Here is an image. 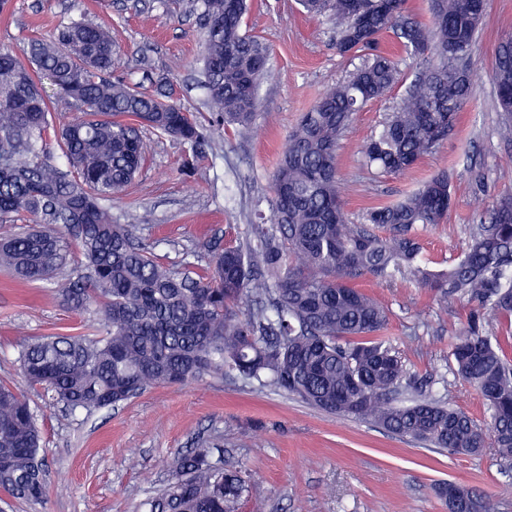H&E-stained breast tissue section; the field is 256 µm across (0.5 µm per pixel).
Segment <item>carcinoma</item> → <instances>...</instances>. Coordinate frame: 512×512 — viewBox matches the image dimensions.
Wrapping results in <instances>:
<instances>
[{
  "label": "carcinoma",
  "mask_w": 512,
  "mask_h": 512,
  "mask_svg": "<svg viewBox=\"0 0 512 512\" xmlns=\"http://www.w3.org/2000/svg\"><path fill=\"white\" fill-rule=\"evenodd\" d=\"M336 20V50L363 62L323 95L289 131L272 176L270 215L246 229L245 246L208 250L204 272L179 271L137 242L135 224L112 223V198L146 161L139 127L190 145L197 157L211 128H250L266 46L243 29L247 0H195L201 60L212 120L204 124L174 101L166 77L147 90L112 76V30L81 18L47 39H28L27 61L0 45V224L34 225L0 237V270L26 282L49 281L70 265L59 291L94 306L98 336H45L17 345L24 379L44 386L70 411L114 407L153 386L202 375L272 386L344 418L398 435L476 453L492 445L512 465V360L488 315L512 322V192L472 225L462 255L432 270L421 260V232L451 205L448 173L400 200L349 221L338 190L337 151L354 115L401 80L398 62L379 48L393 33L418 70L381 130L362 145L363 162L402 174L439 148L473 92L468 60L487 0H431L426 27L404 0H299ZM56 90L45 92L43 80ZM501 121L512 142V35L500 40L491 72ZM62 102L73 113L49 120ZM408 276L446 310L477 303L453 337L454 370L484 398L488 420L411 390L417 379L381 336L387 310L357 287L364 278ZM247 303V312L241 305ZM45 449L29 402L0 382V495L45 497ZM251 473L218 464L200 446L177 457L149 512H239Z\"/></svg>",
  "instance_id": "obj_1"
}]
</instances>
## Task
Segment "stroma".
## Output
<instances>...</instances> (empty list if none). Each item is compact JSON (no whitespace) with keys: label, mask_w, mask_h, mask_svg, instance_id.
<instances>
[{"label":"stroma","mask_w":512,"mask_h":512,"mask_svg":"<svg viewBox=\"0 0 512 512\" xmlns=\"http://www.w3.org/2000/svg\"><path fill=\"white\" fill-rule=\"evenodd\" d=\"M85 17L112 28L123 54L115 68L129 82L147 84L138 66L147 54L153 72L172 78L185 110L208 115L200 86L201 29L190 0H12L0 14V44L24 55L27 38L46 35ZM244 29L268 48L269 71L259 88L260 116L247 130H217L206 155L144 131L149 159L135 183L112 202V217L132 223L149 212L138 237L165 263L200 270L212 243L239 244L257 199L271 195V175L285 139L302 113L361 63L340 56L328 16L305 13L298 0H250ZM512 33V0H487V14L470 61L473 95L446 142L405 174L379 176L359 153L377 133L414 77L393 34L382 46L401 58L403 82L357 113L338 151L340 195L352 222L373 206L393 202L441 172L451 177L453 206L444 223L421 234L424 258L441 268L460 256L470 225L502 192L512 190V144L497 135L500 121L490 80L495 48ZM55 283H23L0 272V380L25 391L43 433L46 495L40 503L6 501V512H147L165 485L174 459L205 443L216 461L242 462L254 482L242 512H448L435 490L458 481L487 496L494 512H512V468L494 448L453 454L340 418L272 387L204 376L182 386H157L117 408L94 414L50 404L30 388L16 362L24 338L95 333L92 309L64 303ZM360 289L389 311L386 338L423 392L488 417L481 395L454 371L453 336L472 308L461 300L441 309L430 290L413 281L363 280Z\"/></svg>","instance_id":"obj_1"}]
</instances>
